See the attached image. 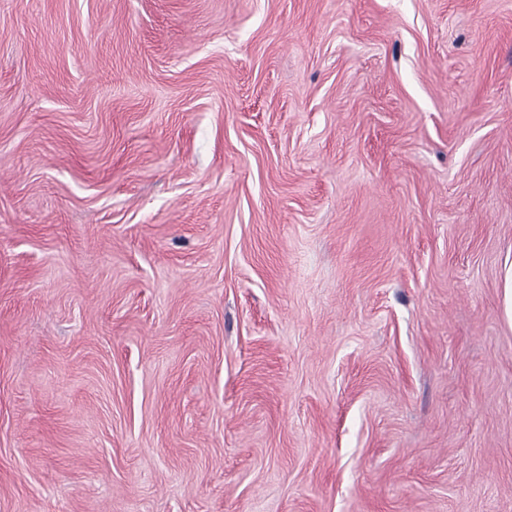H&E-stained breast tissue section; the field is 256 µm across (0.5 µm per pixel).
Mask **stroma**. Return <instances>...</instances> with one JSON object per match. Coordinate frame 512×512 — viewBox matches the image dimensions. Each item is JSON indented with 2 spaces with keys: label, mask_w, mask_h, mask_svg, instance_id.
Returning <instances> with one entry per match:
<instances>
[{
  "label": "stroma",
  "mask_w": 512,
  "mask_h": 512,
  "mask_svg": "<svg viewBox=\"0 0 512 512\" xmlns=\"http://www.w3.org/2000/svg\"><path fill=\"white\" fill-rule=\"evenodd\" d=\"M0 512H512V0H0Z\"/></svg>",
  "instance_id": "stroma-1"
}]
</instances>
